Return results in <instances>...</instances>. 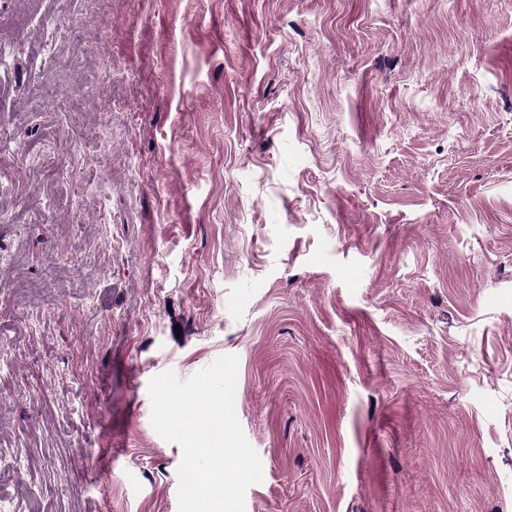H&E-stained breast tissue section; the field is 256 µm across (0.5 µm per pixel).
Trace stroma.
<instances>
[{
  "mask_svg": "<svg viewBox=\"0 0 512 512\" xmlns=\"http://www.w3.org/2000/svg\"><path fill=\"white\" fill-rule=\"evenodd\" d=\"M0 13V512H178L227 354L246 512H512V0Z\"/></svg>",
  "mask_w": 512,
  "mask_h": 512,
  "instance_id": "obj_1",
  "label": "stroma"
}]
</instances>
